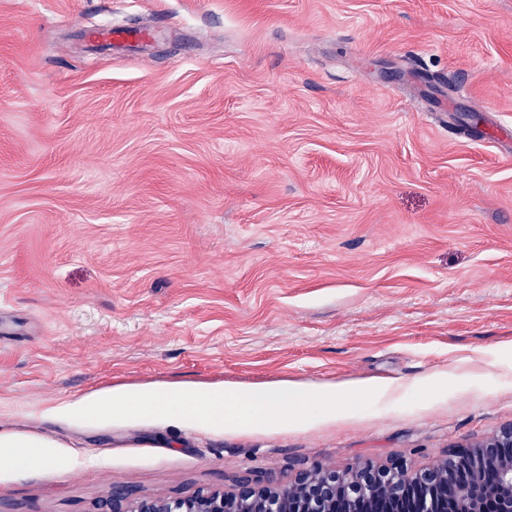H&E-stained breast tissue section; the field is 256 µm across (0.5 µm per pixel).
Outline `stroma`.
Here are the masks:
<instances>
[{
  "label": "stroma",
  "mask_w": 512,
  "mask_h": 512,
  "mask_svg": "<svg viewBox=\"0 0 512 512\" xmlns=\"http://www.w3.org/2000/svg\"><path fill=\"white\" fill-rule=\"evenodd\" d=\"M160 19L142 44L88 41ZM512 0H0V512L439 463L512 424ZM440 376L438 388H427ZM395 384L288 432L64 404ZM48 448L55 446L48 441L0 434V464L43 465L50 458Z\"/></svg>",
  "instance_id": "obj_1"
}]
</instances>
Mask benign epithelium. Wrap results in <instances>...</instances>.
<instances>
[{
    "instance_id": "obj_1",
    "label": "benign epithelium",
    "mask_w": 512,
    "mask_h": 512,
    "mask_svg": "<svg viewBox=\"0 0 512 512\" xmlns=\"http://www.w3.org/2000/svg\"><path fill=\"white\" fill-rule=\"evenodd\" d=\"M90 512H512V426L433 467L398 461L305 470L285 490L249 475L230 492L175 501L114 487Z\"/></svg>"
}]
</instances>
